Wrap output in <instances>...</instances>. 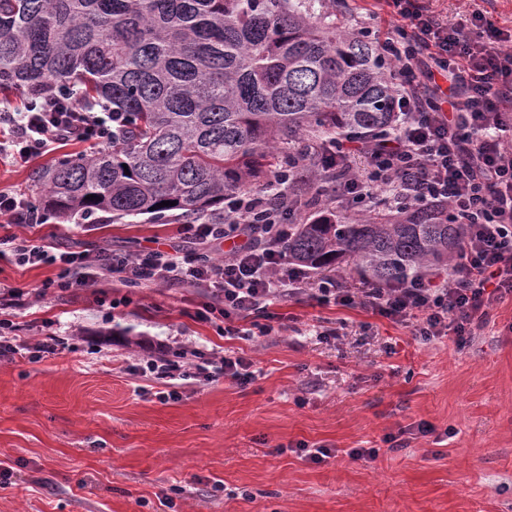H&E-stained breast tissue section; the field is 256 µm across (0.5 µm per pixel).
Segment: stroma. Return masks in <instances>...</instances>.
<instances>
[{
  "label": "stroma",
  "instance_id": "obj_1",
  "mask_svg": "<svg viewBox=\"0 0 512 512\" xmlns=\"http://www.w3.org/2000/svg\"><path fill=\"white\" fill-rule=\"evenodd\" d=\"M372 0H343L336 22L369 28L380 42L392 18L370 15ZM448 15L480 9L512 29V0H433ZM70 142L29 159L0 157V191L31 195V174L66 155ZM183 220L159 217L49 218L27 229L62 251L134 254L182 246ZM53 266L21 268L0 257V282L32 294L0 311L17 336L68 338L39 361L0 357V512H512V297L465 347L431 342L359 309L302 298L272 310L284 328L245 340L222 320H195L201 288H90L33 291L56 279ZM333 330V337L311 329ZM235 352L261 373L241 385L222 377L161 385L134 365L158 342ZM433 434L390 447L385 438L419 422ZM304 441L334 449L314 465L289 449ZM374 448L375 460L352 459ZM173 498L175 508L164 504Z\"/></svg>",
  "mask_w": 512,
  "mask_h": 512
}]
</instances>
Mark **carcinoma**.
Wrapping results in <instances>:
<instances>
[{"mask_svg":"<svg viewBox=\"0 0 512 512\" xmlns=\"http://www.w3.org/2000/svg\"><path fill=\"white\" fill-rule=\"evenodd\" d=\"M55 88L126 117L107 148L32 173L34 204L59 218L178 211L191 222L280 167L314 214L288 240L306 269L349 265L385 284L461 250L464 225L442 207L351 218L307 192L344 180L324 166L322 140L369 141L396 122L376 49L337 27L326 0H0V91Z\"/></svg>","mask_w":512,"mask_h":512,"instance_id":"carcinoma-1","label":"carcinoma"}]
</instances>
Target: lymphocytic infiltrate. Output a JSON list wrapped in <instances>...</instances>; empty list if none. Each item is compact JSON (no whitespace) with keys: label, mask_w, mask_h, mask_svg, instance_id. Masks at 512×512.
Segmentation results:
<instances>
[{"label":"lymphocytic infiltrate","mask_w":512,"mask_h":512,"mask_svg":"<svg viewBox=\"0 0 512 512\" xmlns=\"http://www.w3.org/2000/svg\"><path fill=\"white\" fill-rule=\"evenodd\" d=\"M396 22L380 44V58L397 83V133L365 148L345 141L326 154L329 167L348 170L340 189L355 202L447 207L466 225L462 250L449 274L405 283L351 288L339 275L310 279L288 255L293 201L273 206L284 176L274 174L257 193L224 202L220 224H189L190 238L230 243L223 258L160 249L132 257L105 252H53L29 238L0 236L17 265L57 266L54 287L86 288L112 277L126 288L194 284L209 295L199 319L220 317L224 333L252 339L280 330L269 308L310 296L319 305L358 308L384 317L430 342L447 335L465 344L487 323L496 303L512 296V32L479 10L451 23L432 0H387ZM118 115L80 106L65 90L36 96L25 110L1 112L7 139L0 154L24 158L70 141L108 146ZM165 389L160 400L179 399L177 381L206 385L224 375L240 384L256 377L250 359L235 354L193 363L172 351L147 360Z\"/></svg>","instance_id":"lymphocytic-infiltrate-1"}]
</instances>
